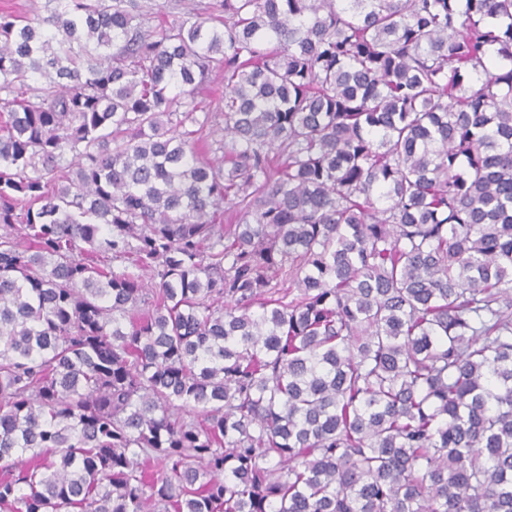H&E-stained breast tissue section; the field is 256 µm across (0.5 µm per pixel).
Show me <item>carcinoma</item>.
I'll list each match as a JSON object with an SVG mask.
<instances>
[{
	"mask_svg": "<svg viewBox=\"0 0 512 512\" xmlns=\"http://www.w3.org/2000/svg\"><path fill=\"white\" fill-rule=\"evenodd\" d=\"M46 7L0 13V512H512V0ZM224 92V75L216 74L210 77V81L198 94L197 100L204 106V112H197L198 118L202 121L205 112L209 110V128H211L212 141L224 142V114L216 111L217 99Z\"/></svg>",
	"mask_w": 512,
	"mask_h": 512,
	"instance_id": "cac0c4a2",
	"label": "carcinoma"
}]
</instances>
